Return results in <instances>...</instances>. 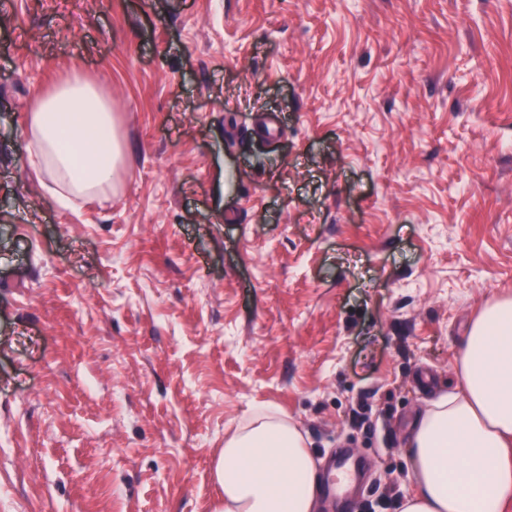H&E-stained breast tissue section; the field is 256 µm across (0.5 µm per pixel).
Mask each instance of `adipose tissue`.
I'll return each instance as SVG.
<instances>
[{
  "label": "adipose tissue",
  "instance_id": "adipose-tissue-1",
  "mask_svg": "<svg viewBox=\"0 0 512 512\" xmlns=\"http://www.w3.org/2000/svg\"><path fill=\"white\" fill-rule=\"evenodd\" d=\"M25 151L63 208L110 191L123 163L111 100L73 73L37 94ZM456 392L432 402L410 435L412 489L400 512H512V298L487 302L459 350ZM218 512H315L318 475L300 431L271 407L224 439Z\"/></svg>",
  "mask_w": 512,
  "mask_h": 512
}]
</instances>
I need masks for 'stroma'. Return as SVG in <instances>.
I'll list each match as a JSON object with an SVG mask.
<instances>
[{"mask_svg": "<svg viewBox=\"0 0 512 512\" xmlns=\"http://www.w3.org/2000/svg\"><path fill=\"white\" fill-rule=\"evenodd\" d=\"M112 97L111 193L57 207L35 93ZM512 296V0H11L0 13V512H215L253 407L350 512Z\"/></svg>", "mask_w": 512, "mask_h": 512, "instance_id": "35a3bbf8", "label": "stroma"}]
</instances>
